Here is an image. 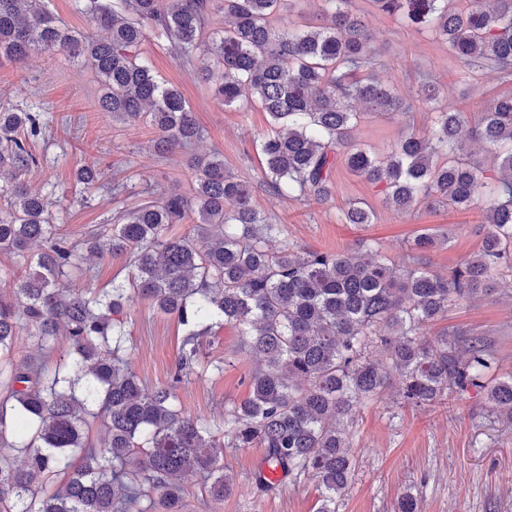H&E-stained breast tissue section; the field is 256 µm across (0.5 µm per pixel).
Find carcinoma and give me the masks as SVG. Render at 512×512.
I'll return each mask as SVG.
<instances>
[{
  "label": "carcinoma",
  "instance_id": "obj_1",
  "mask_svg": "<svg viewBox=\"0 0 512 512\" xmlns=\"http://www.w3.org/2000/svg\"><path fill=\"white\" fill-rule=\"evenodd\" d=\"M41 2L0 0V56L19 61L43 51L81 60L98 77V111L149 123L156 151L187 148L201 131L178 89L159 80L143 56L150 35L185 64L206 51L200 72L224 107L259 101L271 125L259 140L263 181L274 194L327 204L343 165L383 186L395 211L476 208L486 233L478 253L446 276L428 269L427 253L439 239L426 231L415 236L405 266L288 243L271 251L266 242L280 226L257 210L246 182L224 168V156L211 152L191 160L192 195L166 193L118 216L109 238L92 233L72 241L56 232L44 196L21 180L39 165L29 142L46 128L43 113L1 109L0 252L15 254L29 271L16 301L0 300V354L21 324L40 337L63 329L72 349V360L52 370L10 369L0 434L10 408L13 429L32 437L23 445L24 466L0 462L3 512H153L158 502L164 512H181L180 480L190 473L222 500L232 489L220 464L223 435L237 448H265L264 466L253 474L258 487L270 484L267 468L310 476L320 490L317 512H336L352 469L349 424L359 404L382 394L391 372L407 404L476 389L512 417V377L490 379L497 360L490 342L462 331L424 335L453 302L487 292L495 275L512 271V92L469 115L440 107L436 83H423L416 95L433 113L432 136L407 132L380 158L352 140L357 105L404 114L412 97L377 74L368 25L351 0H323L322 23L306 29L282 23L297 0H84L80 10L106 30L104 38L69 29ZM372 4L411 27L433 29L454 51L462 80L485 70L512 76V0L469 11L456 0ZM216 9L224 27L209 32ZM465 129L493 157L499 176L458 152ZM74 177L90 186L98 170L83 164ZM189 218L197 238L170 235L171 225ZM373 218L356 203L343 211L347 224ZM35 243L40 251L28 253ZM85 251L127 256V278L112 279L107 290L72 293L65 280ZM135 298L187 327L164 388L141 382L124 347V307ZM223 322L238 327L258 362L251 392L221 423L191 418L175 390L202 365L198 336ZM375 348L379 361L371 357ZM98 416L108 429L102 448L83 440V426ZM62 470L68 479L59 486L36 487Z\"/></svg>",
  "mask_w": 512,
  "mask_h": 512
}]
</instances>
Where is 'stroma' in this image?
I'll list each match as a JSON object with an SVG mask.
<instances>
[{
    "instance_id": "35a3bbf8",
    "label": "stroma",
    "mask_w": 512,
    "mask_h": 512,
    "mask_svg": "<svg viewBox=\"0 0 512 512\" xmlns=\"http://www.w3.org/2000/svg\"><path fill=\"white\" fill-rule=\"evenodd\" d=\"M365 15L372 45L383 64L381 75L400 91H416L419 80L436 82L441 103L464 112L480 111L493 96L512 91V81L485 71L466 88L457 84V65L448 46L426 28L403 25L372 8L369 0H353ZM144 48L155 73L176 87L200 126L203 137L191 147L158 154L151 142L155 129L145 123H123L96 108L99 85L95 73L82 62L61 54L35 52L22 63L0 58V107L16 106L44 112L47 126L31 147L40 165L28 177L31 189L46 195L62 233L81 240L90 230L112 233L116 212L146 202L144 184L161 192L191 194L195 182L190 161L194 155L217 151L232 173L247 180L256 208L280 225V242L336 252L361 250L368 245L394 263H402L420 230L443 240L428 256L431 271L448 274L480 248L484 229L476 211L418 207L398 213L387 207L379 187L348 170L335 177L332 202L316 205L271 195L262 181V158L255 141L269 129V117L256 102L227 108L214 97L212 86L196 67L186 66L156 40ZM424 104L407 114L362 112L353 131L356 142L386 152L407 130L431 133ZM96 162L100 176L93 188L80 192L73 173ZM357 202L374 214L370 224H346L341 210ZM126 259L108 255L85 263L71 273L73 292L110 287L113 278L126 276ZM126 346L131 364L150 387L166 384L178 360L186 328L177 316L154 310L147 301L127 306ZM463 330L491 341L498 359L497 374L512 376V274L498 276L484 296L451 306L431 330ZM203 362L216 371L192 374L177 387L185 415L222 421L224 412L249 394V375L255 360L244 350L234 325L214 326L199 338ZM65 335L38 340L20 325L9 362L41 361L47 365L69 361ZM399 380L376 400L359 406L347 441L354 460L345 495L336 512H398L405 494L416 497L420 512H512V419L501 413L486 393L468 390L448 403L430 407L402 404ZM260 447L224 449V471L233 489L215 502L201 490V480L182 481L183 512H316L314 480L280 478L271 490H257L253 472L262 465Z\"/></svg>"
}]
</instances>
